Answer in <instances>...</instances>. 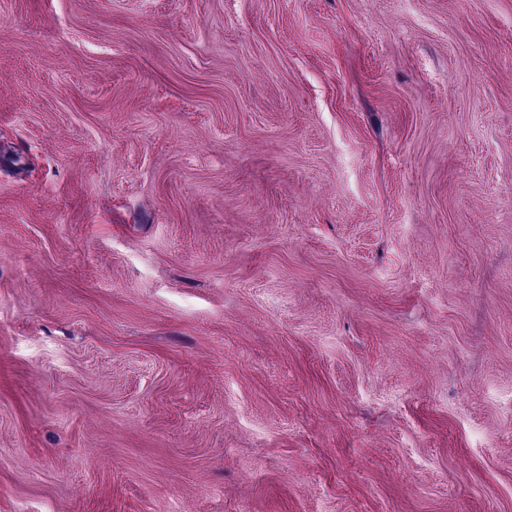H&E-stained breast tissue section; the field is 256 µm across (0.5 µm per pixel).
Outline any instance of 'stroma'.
<instances>
[{
	"mask_svg": "<svg viewBox=\"0 0 512 512\" xmlns=\"http://www.w3.org/2000/svg\"><path fill=\"white\" fill-rule=\"evenodd\" d=\"M0 512H512V0H0Z\"/></svg>",
	"mask_w": 512,
	"mask_h": 512,
	"instance_id": "obj_1",
	"label": "stroma"
}]
</instances>
